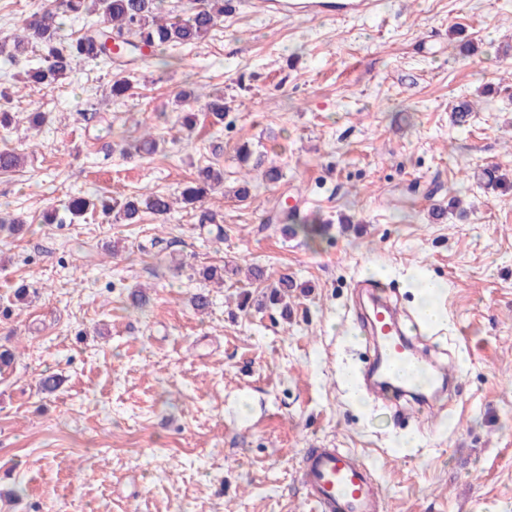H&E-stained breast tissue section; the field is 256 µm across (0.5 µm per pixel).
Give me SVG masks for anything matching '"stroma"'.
Listing matches in <instances>:
<instances>
[{
    "label": "stroma",
    "mask_w": 512,
    "mask_h": 512,
    "mask_svg": "<svg viewBox=\"0 0 512 512\" xmlns=\"http://www.w3.org/2000/svg\"><path fill=\"white\" fill-rule=\"evenodd\" d=\"M118 73L132 84L121 98ZM196 88L223 93V124L199 101L182 129L174 100ZM462 99L473 112L460 128ZM0 109L14 117L0 149L25 156L0 174V210L25 224L0 233V350L17 354L0 373V512H312L306 448L357 454L388 512H512V0H386L371 18L300 22L243 0L197 44L124 69L81 61ZM147 130L161 152L114 151ZM206 163L228 188L283 173L249 202L205 200L220 242L177 200ZM491 166L508 187L480 186ZM94 190L175 204L165 224L98 211L45 223ZM456 193L466 219L433 218ZM289 202L328 234L269 223ZM253 265L295 281L288 316L258 308ZM208 266L223 281L204 280ZM417 274L439 285L435 358L460 377L427 415L408 396L355 397L344 379L374 353L357 283L413 314ZM50 374L59 389L40 393Z\"/></svg>",
    "instance_id": "stroma-1"
}]
</instances>
